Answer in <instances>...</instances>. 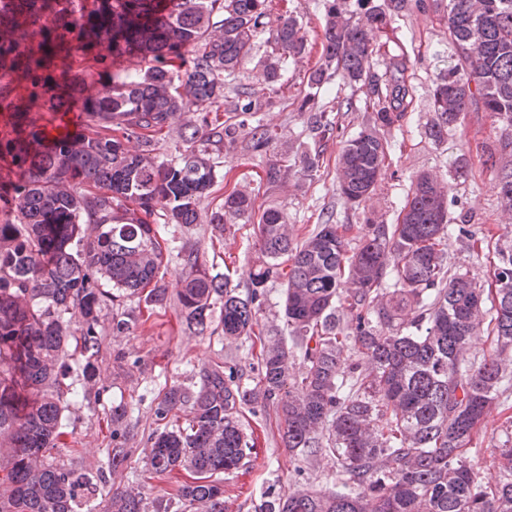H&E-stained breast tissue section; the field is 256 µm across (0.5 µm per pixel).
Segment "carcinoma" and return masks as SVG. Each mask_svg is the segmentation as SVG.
Masks as SVG:
<instances>
[{"instance_id": "1", "label": "carcinoma", "mask_w": 512, "mask_h": 512, "mask_svg": "<svg viewBox=\"0 0 512 512\" xmlns=\"http://www.w3.org/2000/svg\"><path fill=\"white\" fill-rule=\"evenodd\" d=\"M321 55L298 111L316 143L342 138L337 190L366 205L387 175L386 131L414 111L408 62L374 63L378 34L425 0H323ZM452 53L431 94L435 141L470 111L503 127L512 148V0H448ZM479 39L470 40L473 29ZM271 55L251 69L268 90L224 95L226 78L251 62L256 37ZM309 53L292 0H0V512H76L78 487L94 484L63 462H45L66 434L64 412L87 391L59 379L64 358H93L112 309V335L139 320L126 301L165 306L161 225L196 224L223 159L266 155V184L316 175L319 152L288 159L278 129L254 115L288 98L283 72ZM85 68L98 79L89 84ZM366 88L369 123L345 136L339 114L353 98L334 80ZM82 114L76 134L47 125ZM178 133L182 149L162 146ZM450 187L432 174L412 181L392 224H361L349 239L333 214L295 235L284 209L258 213L232 190L210 213L218 231L252 226L250 287L206 267L182 247L181 322L198 335L263 339L250 384L216 362L198 385L170 386L154 414L145 471L175 475L172 491H112V512H224L220 475L247 464L256 439L242 410L271 406L281 445L332 462V488L264 493L256 512H512V437L496 448L495 473L476 470L472 441L512 388V252L499 251L495 292L448 269ZM499 199L512 211V169ZM283 287L289 340L259 320L267 287ZM219 321H213L215 305ZM489 354L477 356L482 335ZM127 409L112 408V469L124 466Z\"/></svg>"}]
</instances>
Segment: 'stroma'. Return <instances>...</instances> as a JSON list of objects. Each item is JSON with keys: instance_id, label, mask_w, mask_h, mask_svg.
<instances>
[{"instance_id": "obj_1", "label": "stroma", "mask_w": 512, "mask_h": 512, "mask_svg": "<svg viewBox=\"0 0 512 512\" xmlns=\"http://www.w3.org/2000/svg\"><path fill=\"white\" fill-rule=\"evenodd\" d=\"M297 3L311 53L302 63L289 65L285 71L287 99L257 114L261 122L278 128L292 151L302 145H315L306 116L299 112L298 106L305 93L308 74L320 56L324 25L322 0H297ZM426 4V9L412 11L400 20L396 33L379 39L378 63H385L394 55L407 59L417 103L408 122L389 133L395 144L389 170L366 208L350 206L336 191V157L342 144L333 139L319 146V169L314 177L301 179L288 189L275 192L268 191L261 179L264 157H253L245 165L237 159L225 158L221 168L223 182L202 201L201 211H210L222 201L225 190L236 188L251 195L258 207L275 204L284 208L289 223L294 224L302 236L315 229L326 212L333 213L338 224L359 225L367 218L389 224L400 209L413 178L431 173L447 180L450 186L449 223L463 225L478 238L474 244L464 237L450 240L449 269L469 273L482 286H489L499 248L512 246V219L507 218L500 205L497 189L501 169L512 168V152L497 153L502 128L485 112L467 113L463 122L449 132L445 142L435 143L425 137V127L433 118L430 93L445 66L443 57L450 50L442 9L436 7L435 0H426ZM213 233L212 225L204 219L189 227L168 224L162 228L163 236L171 245L198 246L213 272L229 275L238 292L246 293L255 253L248 227L241 224L227 227L223 243L217 249L210 246ZM179 272L177 257H170L164 277L170 300L147 322L133 327L130 334L113 335L112 313L108 310L103 313L105 329L94 360L96 383L85 400L70 405L65 412L68 429L77 444L61 445L54 451L57 460L90 476L103 478L96 494L78 489V512H108L113 484L128 486L139 481L147 439L156 427L154 409L168 387L193 385L199 369L216 361L236 363L246 382L258 373L259 349L250 341L230 345L221 335L197 336L180 325L176 299ZM118 404L125 405L128 411L130 438L126 448L130 459L127 466L115 472L107 464L112 429L106 418ZM511 412L512 395L507 398L506 408L492 414L474 441L476 451L472 462L482 471L493 469V448L503 441L505 420ZM244 428L262 432L263 437L258 441L247 473L224 478L226 512H254L255 504L275 481L285 487L292 484L328 487L331 461L298 463L290 460L280 445L273 410L259 407L246 414Z\"/></svg>"}]
</instances>
